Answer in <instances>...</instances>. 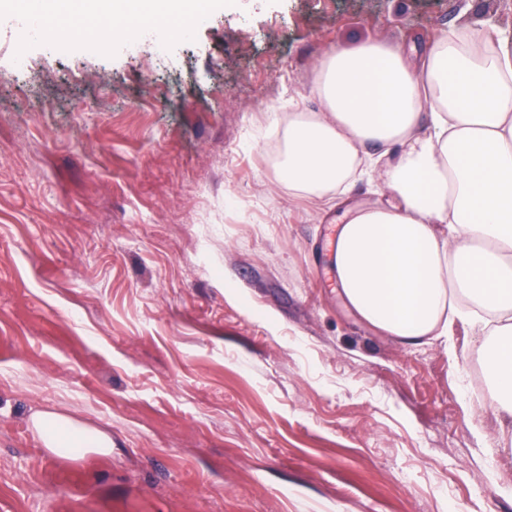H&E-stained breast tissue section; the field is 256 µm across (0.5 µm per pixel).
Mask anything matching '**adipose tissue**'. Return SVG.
Wrapping results in <instances>:
<instances>
[{
	"label": "adipose tissue",
	"mask_w": 512,
	"mask_h": 512,
	"mask_svg": "<svg viewBox=\"0 0 512 512\" xmlns=\"http://www.w3.org/2000/svg\"><path fill=\"white\" fill-rule=\"evenodd\" d=\"M276 161L293 195L346 194L369 153L388 201L350 211L332 245L337 290L364 324L405 346L478 329L487 392L512 432V45L484 27L430 39L417 56L367 41L326 53ZM45 448L111 454L110 432L57 411L30 418Z\"/></svg>",
	"instance_id": "ef3b65f1"
}]
</instances>
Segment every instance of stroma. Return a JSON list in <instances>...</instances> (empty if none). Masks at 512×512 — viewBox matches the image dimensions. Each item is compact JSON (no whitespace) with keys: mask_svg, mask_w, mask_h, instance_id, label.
Segmentation results:
<instances>
[{"mask_svg":"<svg viewBox=\"0 0 512 512\" xmlns=\"http://www.w3.org/2000/svg\"><path fill=\"white\" fill-rule=\"evenodd\" d=\"M54 10L88 24L0 21V512H512L472 329L404 346L327 274L377 174L312 201L275 171L333 45L512 43V0H246L134 53ZM37 411L116 446L57 456Z\"/></svg>","mask_w":512,"mask_h":512,"instance_id":"35a3bbf8","label":"stroma"}]
</instances>
